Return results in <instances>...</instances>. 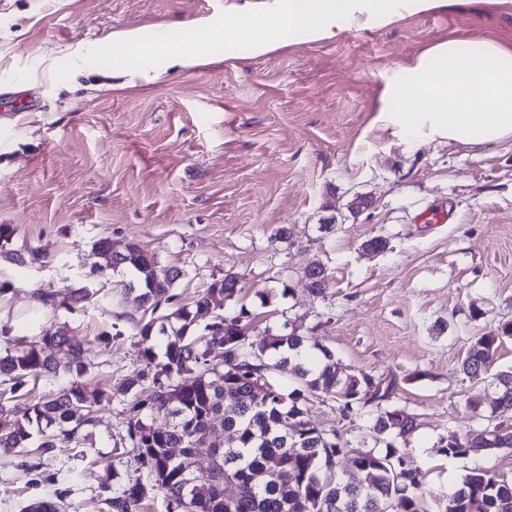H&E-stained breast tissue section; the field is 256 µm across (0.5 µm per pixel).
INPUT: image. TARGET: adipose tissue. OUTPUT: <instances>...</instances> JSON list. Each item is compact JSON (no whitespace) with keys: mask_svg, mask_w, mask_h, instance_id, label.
Listing matches in <instances>:
<instances>
[{"mask_svg":"<svg viewBox=\"0 0 512 512\" xmlns=\"http://www.w3.org/2000/svg\"><path fill=\"white\" fill-rule=\"evenodd\" d=\"M447 0H272L273 24L258 27L246 17L225 28L228 39L250 41L255 52L277 46L285 31L295 42L338 37L363 21L386 26L407 14L446 6ZM426 99L420 109L416 99ZM410 141L441 140L489 148L512 138V47L486 41L471 47L453 39L433 45L390 82L375 118Z\"/></svg>","mask_w":512,"mask_h":512,"instance_id":"obj_1","label":"adipose tissue"}]
</instances>
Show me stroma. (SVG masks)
I'll return each instance as SVG.
<instances>
[{
	"instance_id": "obj_1",
	"label": "stroma",
	"mask_w": 512,
	"mask_h": 512,
	"mask_svg": "<svg viewBox=\"0 0 512 512\" xmlns=\"http://www.w3.org/2000/svg\"><path fill=\"white\" fill-rule=\"evenodd\" d=\"M270 0H0V95L19 92L31 112H0V352L43 328L112 338L83 375L60 372L0 403V428L42 394L81 381L87 397L111 390L141 365L134 324L144 316L112 271H97L95 245L134 244L185 277L159 314L192 304L232 272L257 331L296 326L346 373L395 380L393 402L416 419L406 449L427 500L445 497L471 468L512 483V456L453 459L449 436L476 427L468 401L491 389L466 376L471 339L512 322V139L491 148L410 145L373 119L387 82L428 47L451 39L512 45V0H451L386 27L352 25L337 38L282 44L268 53L224 52L226 16L265 11ZM210 18L204 65L171 67L152 84H124L103 52L117 34L171 44ZM365 196L353 216L345 203ZM334 199L338 226L318 231ZM443 213V222L424 214ZM287 227L291 238L275 241ZM389 242L374 255L363 244ZM39 247L47 262L20 265L9 252ZM329 273L325 299L304 277ZM87 289L73 308L51 292ZM320 429L351 447L373 446L371 416L341 417L336 401L311 398ZM128 405L102 408L85 458L57 449V484L28 485L0 456V512L34 497L59 512H98L101 483L131 474L124 452Z\"/></svg>"
}]
</instances>
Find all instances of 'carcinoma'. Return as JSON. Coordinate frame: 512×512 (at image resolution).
Segmentation results:
<instances>
[{"instance_id": "carcinoma-1", "label": "carcinoma", "mask_w": 512, "mask_h": 512, "mask_svg": "<svg viewBox=\"0 0 512 512\" xmlns=\"http://www.w3.org/2000/svg\"><path fill=\"white\" fill-rule=\"evenodd\" d=\"M95 252L101 267L132 274L121 286L153 313L174 298L171 291L184 276L135 245L119 251L101 240ZM306 277L309 291L325 296L324 264L310 266ZM239 283L238 275L226 273L197 295L193 307L138 322L143 368L95 399L100 404L119 396L128 402L126 441L133 460V475L120 491L103 486V512H143L155 492L163 494L168 512H512V483L485 468L471 469L461 487L433 506L419 493L418 468L402 479L395 476L389 460L405 455L401 445L415 430L414 417L391 404L395 381L342 373L324 348L321 365L310 369L297 354L318 343H309L295 328L256 336L243 309L216 312L197 332L199 313L217 299L232 300ZM506 339H512V323L500 336L470 341L461 370L478 375ZM111 341L108 335L77 341L63 330L46 328L38 339L0 354V395L15 394L62 368L80 375L87 359L109 351ZM214 345L224 349L221 369L208 363ZM271 350L282 351L273 364L267 362ZM273 370L289 371L299 387L283 394L269 380ZM490 387L491 402H469L480 426L451 437L445 455L512 453V427L497 421L498 413L512 410V368L492 374ZM314 395L336 399L344 418L375 408L370 429L385 451H360L346 481L335 477L334 468L347 442L336 430L314 426L308 408ZM160 416L166 420L163 427L155 426ZM216 418L228 432L227 441L201 457L196 449L208 443ZM95 423L81 386L56 389L40 396L10 427L0 428V456L19 459L31 484L56 482L60 471L48 469L46 460L64 445H86Z\"/></svg>"}]
</instances>
